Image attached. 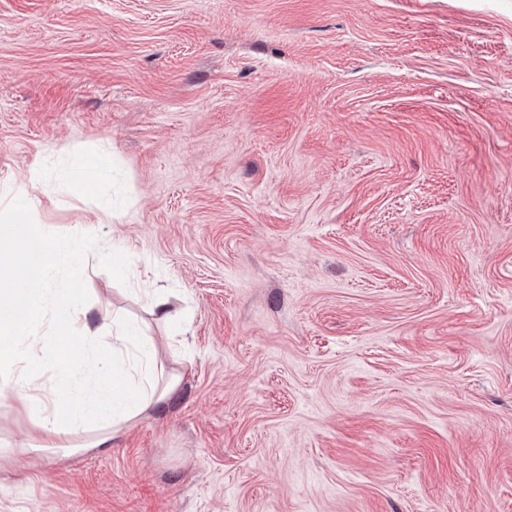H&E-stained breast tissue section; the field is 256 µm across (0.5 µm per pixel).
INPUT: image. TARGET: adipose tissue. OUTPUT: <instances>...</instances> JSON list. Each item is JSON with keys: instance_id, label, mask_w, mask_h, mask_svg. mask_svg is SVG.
Instances as JSON below:
<instances>
[{"instance_id": "ef3b65f1", "label": "adipose tissue", "mask_w": 512, "mask_h": 512, "mask_svg": "<svg viewBox=\"0 0 512 512\" xmlns=\"http://www.w3.org/2000/svg\"><path fill=\"white\" fill-rule=\"evenodd\" d=\"M35 210L32 201L0 206V406L27 417L30 449L104 452L181 377L154 337L86 305L83 275L96 253L56 236Z\"/></svg>"}]
</instances>
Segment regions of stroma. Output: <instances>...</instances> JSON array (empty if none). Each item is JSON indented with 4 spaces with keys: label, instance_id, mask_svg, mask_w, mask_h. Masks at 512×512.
<instances>
[{
    "label": "stroma",
    "instance_id": "stroma-1",
    "mask_svg": "<svg viewBox=\"0 0 512 512\" xmlns=\"http://www.w3.org/2000/svg\"><path fill=\"white\" fill-rule=\"evenodd\" d=\"M35 172L188 372L0 512H512V0H0V195ZM96 169V170H92ZM105 167L102 165L101 160L95 158L85 159L78 170L71 175L72 184L84 186L90 189L97 184L99 178L104 174ZM144 290L145 307L156 320L165 324L173 322L174 317L170 314L167 307V296L160 288H139Z\"/></svg>",
    "mask_w": 512,
    "mask_h": 512
}]
</instances>
